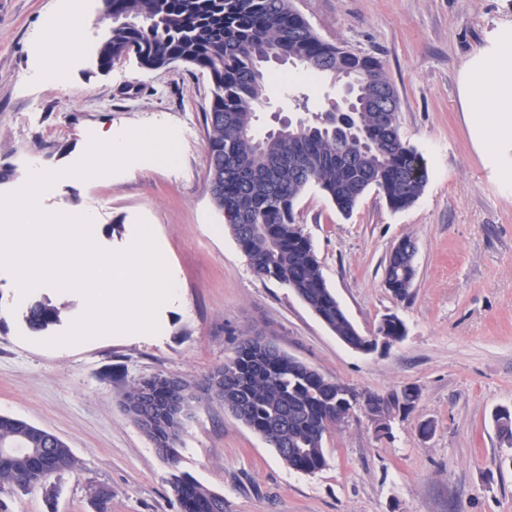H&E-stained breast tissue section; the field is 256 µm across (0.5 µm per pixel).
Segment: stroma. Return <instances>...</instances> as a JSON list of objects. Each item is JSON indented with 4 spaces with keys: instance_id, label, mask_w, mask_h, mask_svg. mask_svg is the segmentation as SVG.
I'll return each mask as SVG.
<instances>
[{
    "instance_id": "stroma-1",
    "label": "stroma",
    "mask_w": 512,
    "mask_h": 512,
    "mask_svg": "<svg viewBox=\"0 0 512 512\" xmlns=\"http://www.w3.org/2000/svg\"><path fill=\"white\" fill-rule=\"evenodd\" d=\"M72 0H0V195L17 191L33 166L59 172L40 198L50 213L94 208L95 243L125 250L138 220L180 285L157 313V333L111 334L55 346L84 297L39 289L61 307L60 322L28 328L14 305L11 274L0 269V415L50 430L80 462L43 486L0 489L9 512H96L89 489H112L108 512H181L170 478L183 471L224 498V512H512V448L492 422L512 408V143L487 166L461 108V64L512 24V0H293L318 38L377 57L399 96L406 142L426 161L419 199L395 211L367 192L342 217L317 186L298 200L295 219L312 242L327 287L361 335L398 315L406 336L370 353L351 349L287 286L258 276L212 203L206 125L212 82L176 62L148 70L132 55L108 70L97 48L109 29L101 0H84L74 21L82 40L61 55L48 32ZM63 79L27 91L36 63ZM341 84L302 77L258 112L255 137L274 115L312 117L339 100ZM164 125L176 130L179 163L135 161L111 178L68 175L101 129ZM417 246L416 277L406 299L383 285L384 263L402 239ZM258 334L321 374L358 391L385 395L412 387L409 413H393L390 434L364 410L326 433L327 464L289 468L261 436L216 404L194 403L176 462L163 459L125 415L126 384L153 375L203 378L239 341ZM432 433L422 437V424Z\"/></svg>"
}]
</instances>
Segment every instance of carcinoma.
I'll return each instance as SVG.
<instances>
[{"label":"carcinoma","mask_w":512,"mask_h":512,"mask_svg":"<svg viewBox=\"0 0 512 512\" xmlns=\"http://www.w3.org/2000/svg\"><path fill=\"white\" fill-rule=\"evenodd\" d=\"M103 14L125 19L111 23L97 51L104 70L133 54L153 70L182 62L206 72L212 82L205 112L206 158L213 201L224 223L256 274L291 288L335 333L354 347L362 335L327 288L309 238L296 224L294 209L314 184L337 211L349 216L370 190L382 194L394 210L412 206L422 194L428 171L422 155L400 131L398 112H373L363 106L346 130L327 123L322 113L299 125L289 124L262 140L252 135L257 108L266 103L267 86L278 80L258 67L257 56L300 58L303 69L334 78L357 74L360 100L384 85L394 88L381 62L322 42L293 7V0H103ZM234 153V162L226 159ZM416 275L404 244L393 247L384 283L398 298L408 296ZM61 309L34 303L26 320L35 330L60 321ZM224 388L206 399L261 434L278 421L269 445L288 467L314 473L326 465L323 438L349 415L344 394L353 387L330 379L288 354H272L249 337L238 356L224 361ZM364 408L383 419L394 410L410 412L418 399L412 388L384 397L362 394ZM499 435L512 447V413L495 411ZM17 441L43 447L38 430L20 419L0 415V445ZM49 478L18 455L0 463V489L46 484ZM182 512H197L216 496L191 475L172 474Z\"/></svg>","instance_id":"cac0c4a2"}]
</instances>
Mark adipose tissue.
<instances>
[{
    "instance_id": "1",
    "label": "adipose tissue",
    "mask_w": 512,
    "mask_h": 512,
    "mask_svg": "<svg viewBox=\"0 0 512 512\" xmlns=\"http://www.w3.org/2000/svg\"><path fill=\"white\" fill-rule=\"evenodd\" d=\"M459 96L473 139L496 161L498 145L512 140V25L495 30L463 64Z\"/></svg>"
}]
</instances>
